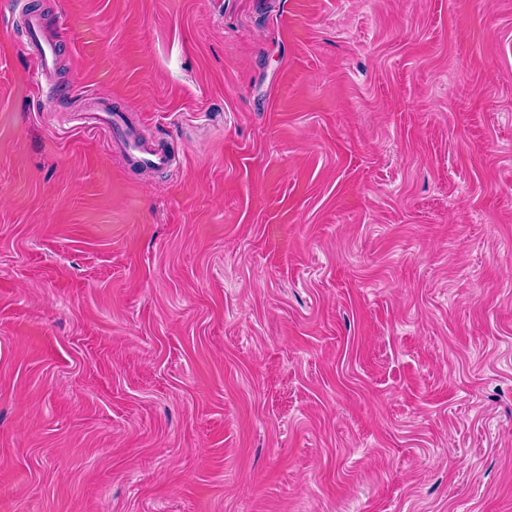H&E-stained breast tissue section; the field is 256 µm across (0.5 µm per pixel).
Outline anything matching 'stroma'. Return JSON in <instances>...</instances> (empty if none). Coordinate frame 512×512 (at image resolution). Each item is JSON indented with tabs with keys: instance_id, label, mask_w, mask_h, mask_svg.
Segmentation results:
<instances>
[{
	"instance_id": "35a3bbf8",
	"label": "stroma",
	"mask_w": 512,
	"mask_h": 512,
	"mask_svg": "<svg viewBox=\"0 0 512 512\" xmlns=\"http://www.w3.org/2000/svg\"><path fill=\"white\" fill-rule=\"evenodd\" d=\"M0 512H512V0H0ZM27 27L29 30L28 49L38 62L41 76L46 81H50L57 60L55 46L45 37L43 23L39 16H29ZM83 112H92L84 128L109 133L111 141L113 138L114 147L125 153L135 163L161 171L173 169L172 157L163 150L153 149L142 143L126 125L123 113H112V110L101 107L98 103Z\"/></svg>"
}]
</instances>
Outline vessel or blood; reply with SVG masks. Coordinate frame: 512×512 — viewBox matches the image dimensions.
I'll list each match as a JSON object with an SVG mask.
<instances>
[{"instance_id": "1", "label": "vessel or blood", "mask_w": 512, "mask_h": 512, "mask_svg": "<svg viewBox=\"0 0 512 512\" xmlns=\"http://www.w3.org/2000/svg\"><path fill=\"white\" fill-rule=\"evenodd\" d=\"M27 27L29 30L28 49L38 62L41 76L47 80L51 79L57 60L56 49L45 37L43 23L39 16H29ZM85 126L89 129L109 133L114 147L137 164L161 171H169L173 168L172 157L165 151L148 147L142 143L126 125L122 113L98 105L94 106Z\"/></svg>"}]
</instances>
